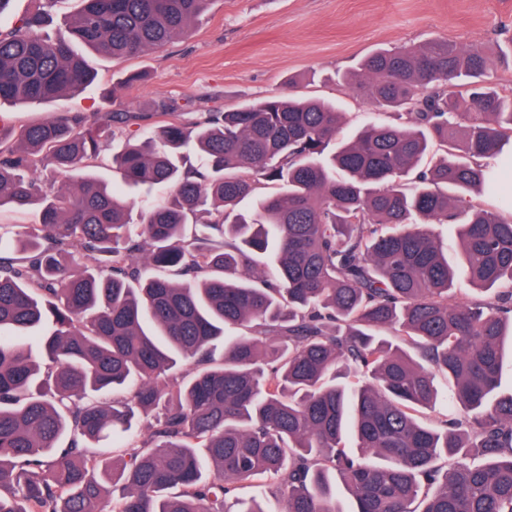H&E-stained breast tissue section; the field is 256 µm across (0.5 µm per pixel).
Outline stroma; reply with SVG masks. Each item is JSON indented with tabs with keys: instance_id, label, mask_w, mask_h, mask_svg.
<instances>
[{
	"instance_id": "obj_1",
	"label": "stroma",
	"mask_w": 512,
	"mask_h": 512,
	"mask_svg": "<svg viewBox=\"0 0 512 512\" xmlns=\"http://www.w3.org/2000/svg\"><path fill=\"white\" fill-rule=\"evenodd\" d=\"M439 38L506 51L490 82L512 97V0H212L186 36L120 61L88 55L96 78L80 92L6 102L0 113L18 127L51 113L138 111L164 100L192 121L284 92L292 79L297 95L339 102L351 131L374 107L343 75L374 52ZM134 73L138 81L121 86Z\"/></svg>"
}]
</instances>
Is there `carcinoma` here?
Wrapping results in <instances>:
<instances>
[{
  "instance_id": "1",
  "label": "carcinoma",
  "mask_w": 512,
  "mask_h": 512,
  "mask_svg": "<svg viewBox=\"0 0 512 512\" xmlns=\"http://www.w3.org/2000/svg\"><path fill=\"white\" fill-rule=\"evenodd\" d=\"M80 2L72 37L113 60L211 0ZM47 15L0 31V102L91 80ZM490 66L446 39L368 56L347 83L400 123L348 140L338 106L282 96L191 123L166 102L0 123V212L31 217L0 236V512H231L242 482L271 497L238 512H344L339 486L351 512H512V214L474 203L512 197L490 176L512 146ZM114 126L122 182L168 190L136 219L90 173L38 177L89 167ZM198 210L215 218L189 236ZM433 224L475 291L456 304ZM439 377L455 415L430 426Z\"/></svg>"
}]
</instances>
